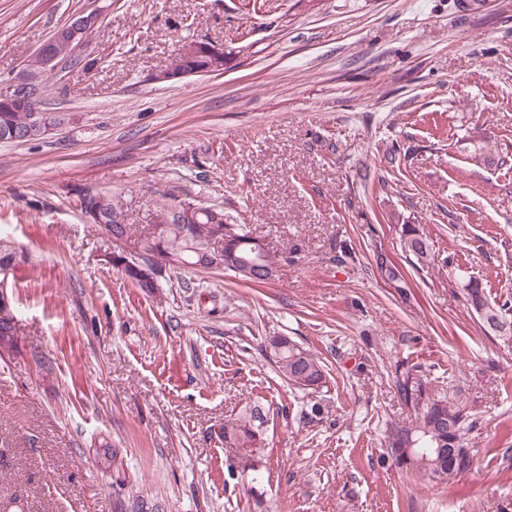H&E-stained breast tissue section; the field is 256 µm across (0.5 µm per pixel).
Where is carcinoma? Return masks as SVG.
Masks as SVG:
<instances>
[{
	"label": "carcinoma",
	"instance_id": "1",
	"mask_svg": "<svg viewBox=\"0 0 512 512\" xmlns=\"http://www.w3.org/2000/svg\"><path fill=\"white\" fill-rule=\"evenodd\" d=\"M45 134L36 128L31 112L16 104L0 109V143L39 141ZM78 208L82 216L97 215L92 224L103 228L112 226L115 234L129 231V225L117 223L124 217L121 201L108 191L80 190L77 192ZM177 204L169 202L154 211L155 227L160 233L151 232L138 238L142 252L153 254L166 252L180 255L187 265L204 264V259L215 235L221 228L224 234L222 263L249 261L255 268L280 267L279 254L261 251L260 239L253 236L245 224H224V208L209 205L193 215L189 224L179 223ZM400 246L418 269L430 267L435 262V252L418 224L401 225ZM378 270L392 282H400L403 275L387 254L374 253ZM20 261L18 249L7 237L0 235V269L13 267ZM125 277L145 294H153L158 288L156 280L147 276L134 275L122 270ZM460 288L467 308L476 314L485 333L497 335L492 322L506 317L509 319L507 336L512 338V302H496L489 298L481 280L475 276L462 279ZM266 350L278 375L295 390L314 394L326 384V365L288 336H270ZM395 384L401 402L414 412L409 425H391L386 432V456L392 461L411 470L420 479H443L456 477L468 472L473 464L470 450L466 448V435L476 427L467 407L447 391H439L433 385L430 374L421 366L407 360L397 362ZM268 412L258 401L246 406L239 414L224 422L221 436L227 448L244 451L247 464L244 469L258 479L266 468L265 438L262 425L267 422ZM98 466L116 474L125 471L124 460L119 451L110 444L101 445L97 452ZM122 512H158V502L135 493L128 501L121 503Z\"/></svg>",
	"mask_w": 512,
	"mask_h": 512
}]
</instances>
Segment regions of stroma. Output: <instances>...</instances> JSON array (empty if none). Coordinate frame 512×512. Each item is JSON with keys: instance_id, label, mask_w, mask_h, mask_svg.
Listing matches in <instances>:
<instances>
[{"instance_id": "1", "label": "stroma", "mask_w": 512, "mask_h": 512, "mask_svg": "<svg viewBox=\"0 0 512 512\" xmlns=\"http://www.w3.org/2000/svg\"><path fill=\"white\" fill-rule=\"evenodd\" d=\"M89 13L106 34L80 64L35 67ZM192 39L223 47L224 73L154 82ZM18 83L69 120L0 143V231L26 256L9 281L22 344L0 359V506L117 512L132 489L163 512H512V340L483 333L459 283L512 296V169L473 153L512 158V0H0V86ZM84 188L121 195L139 233L165 190L222 206L284 264L264 284L168 267L145 295L82 218ZM404 223L440 263L412 267ZM346 243L358 259L336 264ZM274 335L320 357L326 387L290 388L264 350ZM404 358L477 421L473 466L452 480L384 456L387 425L410 416ZM255 399L269 411L257 480L228 475L220 436ZM104 442L125 482L98 469Z\"/></svg>"}]
</instances>
